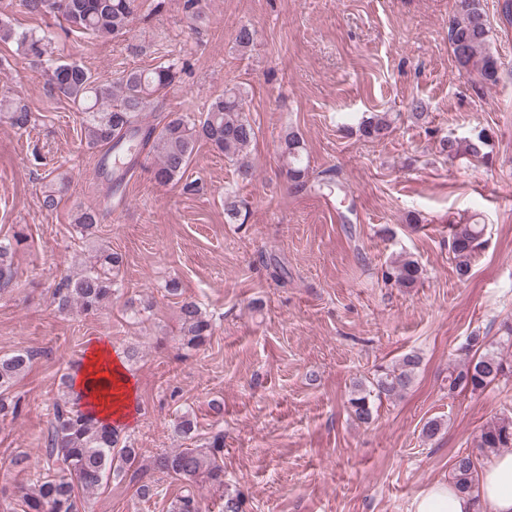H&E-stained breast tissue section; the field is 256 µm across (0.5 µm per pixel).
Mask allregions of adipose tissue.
I'll return each instance as SVG.
<instances>
[{
  "instance_id": "1",
  "label": "adipose tissue",
  "mask_w": 512,
  "mask_h": 512,
  "mask_svg": "<svg viewBox=\"0 0 512 512\" xmlns=\"http://www.w3.org/2000/svg\"><path fill=\"white\" fill-rule=\"evenodd\" d=\"M75 388L101 423L129 422L136 386L123 358L106 343L91 346ZM413 512H512V453L489 455L472 492H460L449 482L429 485L416 495Z\"/></svg>"
}]
</instances>
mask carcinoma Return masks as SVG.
Listing matches in <instances>:
<instances>
[{
    "label": "carcinoma",
    "mask_w": 512,
    "mask_h": 512,
    "mask_svg": "<svg viewBox=\"0 0 512 512\" xmlns=\"http://www.w3.org/2000/svg\"><path fill=\"white\" fill-rule=\"evenodd\" d=\"M27 14L52 15L61 19L68 33L109 39L125 35L136 21L141 0H19ZM184 9L190 22L200 25L208 20L204 0H185ZM490 27L481 0H454L448 22V42L458 68L474 75L483 85L499 82L498 58L489 48ZM14 42L17 50L36 65H47V91L71 101L82 114L81 126L88 146L104 149L99 174L121 187L127 173L138 162L145 147L156 158L154 180L160 185L183 179L196 145L205 142L217 153L239 162L238 176L243 181L252 177L251 167L244 162L256 140V129L245 115L246 88L238 85L224 88L206 111L190 118L172 113L161 126L145 123V112L161 104L164 91L179 77L178 67L169 62L151 69L132 68L113 80L97 76L76 62L52 59V38L32 32L17 31L10 22L0 19V42ZM0 118L22 130L32 120V112L6 98H0ZM359 131L370 140H384L392 133L388 114H375L364 119ZM489 137L481 130L469 138L444 139L441 151L448 160L460 157L484 159ZM281 174L295 190L316 191L338 181L339 171L328 168L318 175L305 163V144L299 131L290 128L280 137ZM69 179L56 176L45 192L43 206L50 210L68 190ZM100 213L82 210L75 218L81 236H96ZM449 251L459 278L468 277L472 259L484 234V226L475 223L451 224ZM26 241L24 229L14 232L13 240L0 242V287L14 279L16 247ZM124 265L123 255L105 244L78 270L57 284L53 299L61 312L79 310L90 313L112 301L117 274ZM419 263L405 257L385 271V281L400 288H412L421 279ZM179 341L187 348L204 345L212 335L213 325L194 300L180 302ZM469 355L463 363L448 369V393L456 390L482 392L491 384L512 378V359L478 336L467 338ZM34 359L30 351L0 358V415H16L20 405L4 397L15 380ZM421 359L405 355L399 364L377 371L372 381L353 385L348 407L354 418L366 423L372 419L374 400L402 396L413 384ZM65 394L56 404L51 420L48 447L58 466L57 475L43 480L21 499L24 512H77L78 492L92 493L112 474L130 476L138 483L137 492L151 498L153 485L144 480L145 471L136 465V451L126 437L80 410V397L74 391V376L63 377ZM477 453L456 456L451 480L461 492H470L478 481L482 456L512 449V418L503 417L483 428L476 440ZM153 468L187 484L208 482L224 487V434L217 433L201 448H178L163 452L153 461ZM170 512H201L200 502L188 492L170 504Z\"/></svg>",
    "instance_id": "carcinoma-1"
}]
</instances>
